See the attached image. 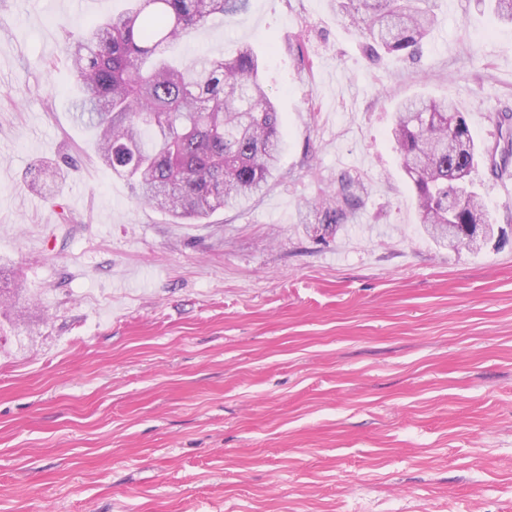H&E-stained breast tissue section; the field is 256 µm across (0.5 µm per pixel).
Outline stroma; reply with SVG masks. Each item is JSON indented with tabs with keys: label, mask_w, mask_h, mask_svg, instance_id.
<instances>
[{
	"label": "stroma",
	"mask_w": 512,
	"mask_h": 512,
	"mask_svg": "<svg viewBox=\"0 0 512 512\" xmlns=\"http://www.w3.org/2000/svg\"><path fill=\"white\" fill-rule=\"evenodd\" d=\"M125 7L0 0V512H512V24L435 0L412 60L337 0L210 18L169 54L250 45L287 150L246 209L184 224L73 118L65 34ZM415 96L465 116L502 239L424 233L388 134ZM346 172L360 203L323 225Z\"/></svg>",
	"instance_id": "obj_1"
}]
</instances>
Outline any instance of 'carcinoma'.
<instances>
[{"instance_id":"carcinoma-1","label":"carcinoma","mask_w":512,"mask_h":512,"mask_svg":"<svg viewBox=\"0 0 512 512\" xmlns=\"http://www.w3.org/2000/svg\"><path fill=\"white\" fill-rule=\"evenodd\" d=\"M432 2L346 0L341 8L372 51L417 58L435 25ZM488 2L496 19L512 23V0ZM249 3L128 0L123 13L65 34L79 82L75 107L98 131L97 159L176 220L243 209L280 169L278 112L251 48L230 60L164 55L210 17L242 14ZM391 133L425 231L441 243L454 225L456 249L470 248V226L489 216L474 189L481 152L465 117L447 99L414 97L398 105ZM359 188V180L341 176L319 202L322 223H344L359 204Z\"/></svg>"}]
</instances>
